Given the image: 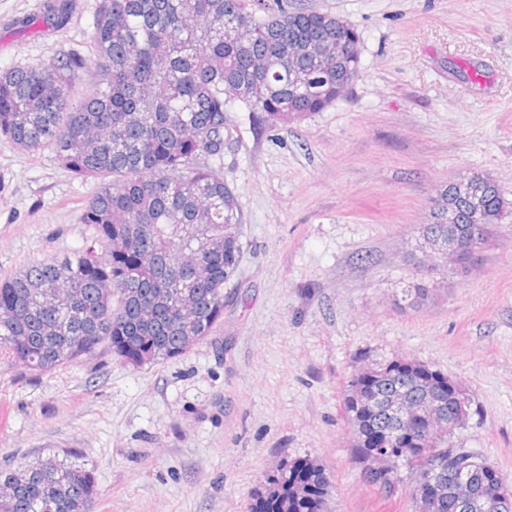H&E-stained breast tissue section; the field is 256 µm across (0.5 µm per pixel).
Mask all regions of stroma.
<instances>
[{"instance_id":"35a3bbf8","label":"stroma","mask_w":512,"mask_h":512,"mask_svg":"<svg viewBox=\"0 0 512 512\" xmlns=\"http://www.w3.org/2000/svg\"><path fill=\"white\" fill-rule=\"evenodd\" d=\"M65 28L22 32L38 0H0V72L87 50L98 0ZM359 36L361 69L325 111L284 124L241 103L221 171L244 254L224 317L185 354L141 367L103 355L34 372L0 352V470L73 454L95 472L93 512H246L284 461L311 459L327 512H412L352 457V375L404 357L447 374L468 410L452 440L512 482V213L467 271L431 272L419 227L469 171L512 201V0H288ZM92 184L51 148L0 138V280L89 241Z\"/></svg>"}]
</instances>
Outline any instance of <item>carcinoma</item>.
I'll list each match as a JSON object with an SVG mask.
<instances>
[{"label": "carcinoma", "mask_w": 512, "mask_h": 512, "mask_svg": "<svg viewBox=\"0 0 512 512\" xmlns=\"http://www.w3.org/2000/svg\"><path fill=\"white\" fill-rule=\"evenodd\" d=\"M255 0H99L90 51L54 63L16 66L0 74V137L36 151L52 147L60 164L95 190L81 222L91 244L61 259L35 262L0 282V347L35 372L72 365L101 352L133 366L184 354L187 338L208 337L224 316V286L242 254L238 198L220 170L203 158L224 156V112L232 102L282 121L322 112L340 99L360 70L359 39L341 18L281 4L256 15ZM67 0L50 7L57 27ZM94 71V87L73 102V81ZM473 198L439 190L424 247L448 243V210L463 241L470 213L483 212L472 247L490 238L512 203L491 176L471 172ZM431 289H404L419 307ZM402 370L373 368L376 383L359 393L351 378L346 419L360 465L374 450L380 470L362 471L381 490L412 487L413 512H459L449 492L470 475L467 512H489L480 474L490 463L455 448L450 432L433 440L389 410L393 397L430 400L456 420L454 380L417 361ZM0 512H92L94 471L74 456L39 459L0 471ZM330 487L313 460L288 462L256 490L247 512H325Z\"/></svg>", "instance_id": "cac0c4a2"}]
</instances>
